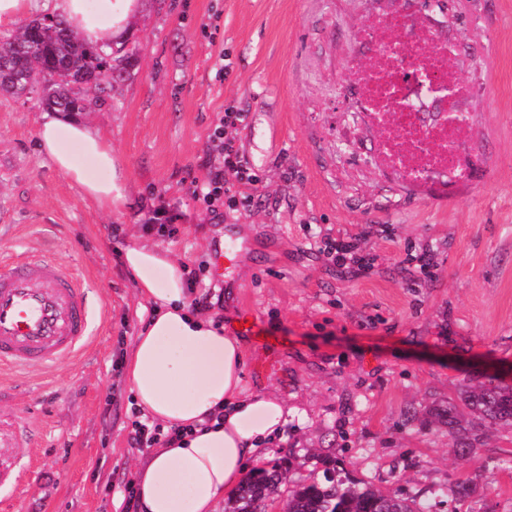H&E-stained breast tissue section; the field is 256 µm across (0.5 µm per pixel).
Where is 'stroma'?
Returning a JSON list of instances; mask_svg holds the SVG:
<instances>
[{"instance_id": "1", "label": "stroma", "mask_w": 512, "mask_h": 512, "mask_svg": "<svg viewBox=\"0 0 512 512\" xmlns=\"http://www.w3.org/2000/svg\"><path fill=\"white\" fill-rule=\"evenodd\" d=\"M131 25L132 76L83 118L111 142L128 202L86 199L41 153L37 94H0V256L48 248L86 279L103 308L79 354L36 373L0 413L44 429L29 452L14 512H123V485L151 454L133 447L124 360L152 316L122 251L140 237L195 273L193 297L232 330L250 314L274 345L241 337L244 388L288 406L268 461L283 486L343 460L384 491L436 498L434 512H512V426L472 424L474 452H454L437 409L487 368L512 372V0H447L478 153L470 180L441 195L370 163L343 131L351 61L379 0H144ZM247 113L234 135L259 178L249 210L211 213L194 195L225 108ZM172 234L150 231L156 208ZM350 238L365 269L336 266L327 240ZM232 247L227 275L213 256ZM112 414L103 417L104 403ZM483 496L455 503L460 477Z\"/></svg>"}]
</instances>
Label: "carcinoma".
Instances as JSON below:
<instances>
[{
	"label": "carcinoma",
	"mask_w": 512,
	"mask_h": 512,
	"mask_svg": "<svg viewBox=\"0 0 512 512\" xmlns=\"http://www.w3.org/2000/svg\"><path fill=\"white\" fill-rule=\"evenodd\" d=\"M135 53L120 46H89L67 22L44 15L21 27L0 45V91L20 97L40 91V103L57 112H84L86 99L78 88L88 86L100 95L130 77L136 66ZM460 399L482 419L493 423L512 422V382L488 375L477 386L461 384ZM438 422L448 427V436L459 451L471 450L468 428L462 425L456 406L448 404L437 412ZM323 479L305 478L288 490L283 512H424L414 497L382 491L344 470L336 469V458L324 460ZM282 465L251 471L227 500L224 512H260L267 502L281 496ZM479 478L454 485L456 499L465 501L479 490Z\"/></svg>",
	"instance_id": "1"
}]
</instances>
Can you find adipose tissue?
Wrapping results in <instances>:
<instances>
[{
    "label": "adipose tissue",
    "mask_w": 512,
    "mask_h": 512,
    "mask_svg": "<svg viewBox=\"0 0 512 512\" xmlns=\"http://www.w3.org/2000/svg\"><path fill=\"white\" fill-rule=\"evenodd\" d=\"M42 5L98 46L124 39L142 7L141 0H103L93 15L85 0ZM38 142L87 198L108 211L125 205L119 158L95 127L46 115ZM70 142L95 161L101 176L77 164L66 148ZM123 261L140 297L153 306L126 362V377L137 407L163 430L179 431L138 467V512H216L224 494L244 479L247 461L259 460L263 445L280 434L288 411L276 396L243 390V348L212 316L190 310L179 261L137 240L124 248Z\"/></svg>",
    "instance_id": "adipose-tissue-1"
}]
</instances>
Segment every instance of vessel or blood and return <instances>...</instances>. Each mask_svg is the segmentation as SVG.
<instances>
[{
	"label": "vessel or blood",
	"mask_w": 512,
	"mask_h": 512,
	"mask_svg": "<svg viewBox=\"0 0 512 512\" xmlns=\"http://www.w3.org/2000/svg\"><path fill=\"white\" fill-rule=\"evenodd\" d=\"M94 297L83 279L37 253L0 259V381L56 367L93 335ZM27 423L0 428V512L34 462Z\"/></svg>",
	"instance_id": "obj_1"
}]
</instances>
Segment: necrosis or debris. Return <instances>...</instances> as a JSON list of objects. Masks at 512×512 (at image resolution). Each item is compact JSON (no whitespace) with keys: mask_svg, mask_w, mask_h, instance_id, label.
Instances as JSON below:
<instances>
[{"mask_svg":"<svg viewBox=\"0 0 512 512\" xmlns=\"http://www.w3.org/2000/svg\"><path fill=\"white\" fill-rule=\"evenodd\" d=\"M404 29L405 20L398 14L379 17L381 47L370 65L350 64L348 82L376 128V163L414 183L440 171L444 186L450 187L471 173L464 151L472 123L449 121L448 114L455 99L470 96L473 87L458 74L454 43L434 50L431 29L412 35ZM435 82L447 85L446 97L433 93Z\"/></svg>","mask_w":512,"mask_h":512,"instance_id":"obj_1","label":"necrosis or debris"}]
</instances>
